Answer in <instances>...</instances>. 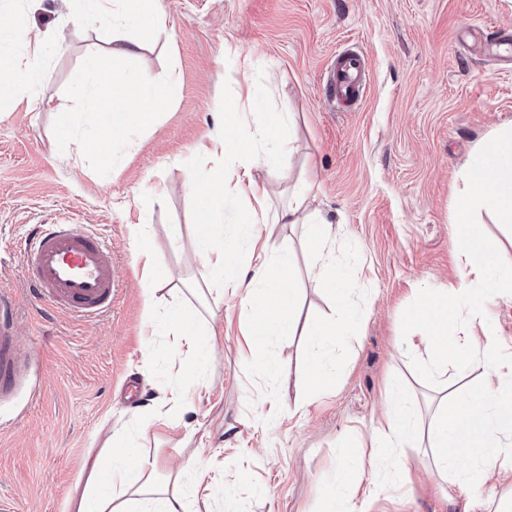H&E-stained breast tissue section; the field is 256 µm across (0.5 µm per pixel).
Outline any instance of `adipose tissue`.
<instances>
[{
  "label": "adipose tissue",
  "instance_id": "adipose-tissue-1",
  "mask_svg": "<svg viewBox=\"0 0 512 512\" xmlns=\"http://www.w3.org/2000/svg\"><path fill=\"white\" fill-rule=\"evenodd\" d=\"M76 21L105 18L109 21L112 54L129 56L139 41L128 38L129 28L153 37L164 27L160 0H131L129 9L117 8L115 0H78ZM46 76L43 45H30L17 25L0 17V100L17 99L35 91ZM81 100L97 112L94 136L78 139L74 132L81 121L77 111L63 113L60 129L73 142L77 156L92 166L111 159L112 147L132 141L136 132L153 126L161 110L179 91L177 78L158 81L132 77L114 70L98 55L88 56L77 78ZM133 94L126 103L125 94ZM256 88L247 85L243 95L226 100L224 121L193 149L194 169L190 193L195 202L198 234L195 253L203 262L209 291L241 297L249 319L253 342L270 336H287L295 329L292 310L297 289L289 253L269 256L260 248L261 228L266 224H303V246L320 263L319 275L334 299L336 317L309 326L319 351L312 355L308 378L312 386L326 384L334 370L326 349L353 335L358 309L354 288L327 263L328 247L336 236L332 224L312 206L313 185L300 176L292 186L288 204L270 210V190L259 182L258 168L287 165L280 148L290 143L294 126L288 113L273 114L267 121L251 123ZM491 213L497 223L512 224V128L496 130L489 144L458 188L453 226L461 232L459 255L470 273L445 295H421L414 317L422 324L420 343L426 358L424 376L443 379L449 370L464 371L481 362L486 378L476 390L443 395L430 429L400 401L396 389H388L386 425L373 437L371 446L382 457L396 448L429 442L437 468L462 480L472 492L493 479L500 466L512 464V374H503L497 363L498 344L490 330L476 333L461 328V309L479 315L485 305L512 298V263L502 262L496 248L474 224L476 208ZM249 248H242L241 239ZM168 335L179 337L189 359L181 374L193 380L201 376L198 355L204 337L214 327H200L196 310L183 302L169 305ZM191 402L186 395L157 387L141 412L166 424L183 420ZM131 433L113 435L101 448L81 480V491L68 512H190L189 502L203 474L191 464L178 469L164 465L159 455L134 448Z\"/></svg>",
  "mask_w": 512,
  "mask_h": 512
}]
</instances>
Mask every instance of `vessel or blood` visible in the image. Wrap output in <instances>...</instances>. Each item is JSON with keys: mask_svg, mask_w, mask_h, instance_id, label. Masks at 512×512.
<instances>
[{"mask_svg": "<svg viewBox=\"0 0 512 512\" xmlns=\"http://www.w3.org/2000/svg\"><path fill=\"white\" fill-rule=\"evenodd\" d=\"M368 77L365 57L347 49L336 52L325 68L328 99L339 108L353 107L364 96ZM23 255L29 300L42 313L66 314L95 322L112 310L116 277L112 246L86 224H37L28 234ZM15 298L0 289V399L27 383L30 397L42 392L39 375L25 374L16 344Z\"/></svg>", "mask_w": 512, "mask_h": 512, "instance_id": "b4317fda", "label": "vessel or blood"}]
</instances>
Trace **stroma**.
<instances>
[{
    "instance_id": "1",
    "label": "stroma",
    "mask_w": 512,
    "mask_h": 512,
    "mask_svg": "<svg viewBox=\"0 0 512 512\" xmlns=\"http://www.w3.org/2000/svg\"><path fill=\"white\" fill-rule=\"evenodd\" d=\"M160 4L164 34L114 66L158 80L176 76L181 93L132 144H115L104 170L92 171L56 121L77 104L73 79L86 56L109 53L107 22L73 23L71 0H42L29 11L0 0V13L28 34L60 37L37 90L42 105L0 104V286L19 299V345L44 382L40 399L23 394L0 408V502L11 512H67L90 457L114 432L133 429L137 448L161 449L171 465L206 464L196 497L223 499V512H329L343 464L361 481L376 472L400 485L372 498L369 512H490L491 499L512 497V486L494 483L471 495L439 475L429 445L398 449L393 468L373 458L368 443L383 422L388 386L404 391L426 425L440 398L417 372L423 353L410 342L421 329L410 316L419 293L455 287L465 273L451 233L455 187L491 134L512 125V69L472 55L463 40L476 25L491 41L512 36V0ZM351 45L367 53L370 82L357 110L333 111L323 71ZM248 82L259 92L254 121L287 112L295 123L289 167L255 173L272 190V209L287 203L289 186L310 169L315 204L338 226L330 259L362 291L360 333L341 344L335 379L315 395L304 375L318 350L312 337H271L264 350L281 372H258L238 299L192 294L203 267L189 224L191 149L223 120L225 98ZM157 180L165 186L159 201L147 193ZM71 223L92 225L112 242V310L94 323L36 316L22 275L30 228ZM176 226L177 248L170 241ZM139 228L177 275L173 291L157 293L156 310L192 301L202 321L224 327L208 344L201 382L182 378L173 337L151 335L147 326ZM302 239L301 227L277 224L266 247L291 251L299 320H323L332 315L330 297ZM156 386L182 388L190 418L208 438L190 435L182 421L139 420L137 409Z\"/></svg>"
}]
</instances>
